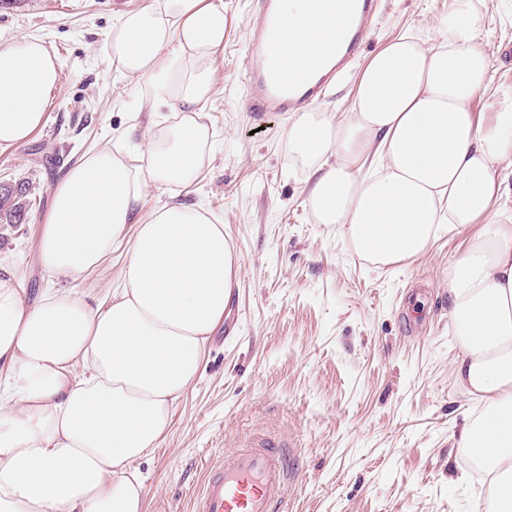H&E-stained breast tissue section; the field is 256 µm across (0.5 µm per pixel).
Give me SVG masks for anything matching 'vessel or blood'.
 <instances>
[{"mask_svg": "<svg viewBox=\"0 0 512 512\" xmlns=\"http://www.w3.org/2000/svg\"><path fill=\"white\" fill-rule=\"evenodd\" d=\"M259 22L250 30L253 50L244 70V105L250 112H291L324 96L336 76L356 59L380 0H328L340 25L312 59L286 60V27L275 0H256ZM296 473L282 441L259 434L248 447L208 465L196 512H284Z\"/></svg>", "mask_w": 512, "mask_h": 512, "instance_id": "b4317fda", "label": "vessel or blood"}]
</instances>
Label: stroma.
Instances as JSON below:
<instances>
[{"mask_svg":"<svg viewBox=\"0 0 512 512\" xmlns=\"http://www.w3.org/2000/svg\"><path fill=\"white\" fill-rule=\"evenodd\" d=\"M147 2L0 0V43L37 36L65 63L42 127L25 145L0 150V183L29 184L36 201L25 223H0V270L22 277L29 300L53 288L92 303L121 281L125 246L73 280L42 267L38 244L60 170L89 150L138 144L179 121L165 108L151 125L139 109L146 88L116 76L107 61L113 24ZM223 2L215 89L199 114L213 149L182 198L223 224L238 286L199 380L141 463L146 512H193L207 463L259 430L295 451L285 512H476L483 474L454 433L482 406L452 376L448 300V267L468 235L444 225L423 254L386 266L360 252L343 225L317 223L306 169L288 143L289 114L242 106V58L259 20L254 0ZM386 2L359 63L403 33L433 43L448 11V0ZM482 13L492 81L512 86V0H485ZM44 145L53 164L35 156Z\"/></svg>","mask_w":512,"mask_h":512,"instance_id":"stroma-1","label":"stroma"}]
</instances>
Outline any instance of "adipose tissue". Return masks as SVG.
I'll return each mask as SVG.
<instances>
[{
	"instance_id": "ef3b65f1",
	"label": "adipose tissue",
	"mask_w": 512,
	"mask_h": 512,
	"mask_svg": "<svg viewBox=\"0 0 512 512\" xmlns=\"http://www.w3.org/2000/svg\"><path fill=\"white\" fill-rule=\"evenodd\" d=\"M288 50L312 53L332 19L319 0H279ZM222 0H149L121 16L108 62L149 90L145 107L183 113L137 153L84 155L52 190L39 258L73 279L127 246L119 288L96 305L47 290L29 301L0 272V512H145L141 461L200 377L208 339L237 284L233 250L210 212L170 202L140 215L147 186L190 189L209 141L193 114L214 93ZM63 61L43 39L0 45V149L44 121ZM477 0H448L432 46L409 35L362 68L346 117L293 115L288 141L308 172L319 223L344 225L382 265L425 251L440 225L469 232L448 269L450 366L483 404L459 448L489 482L485 512H512V224L494 212L497 169L512 166V87L492 86ZM498 109L473 110L484 95Z\"/></svg>"
}]
</instances>
